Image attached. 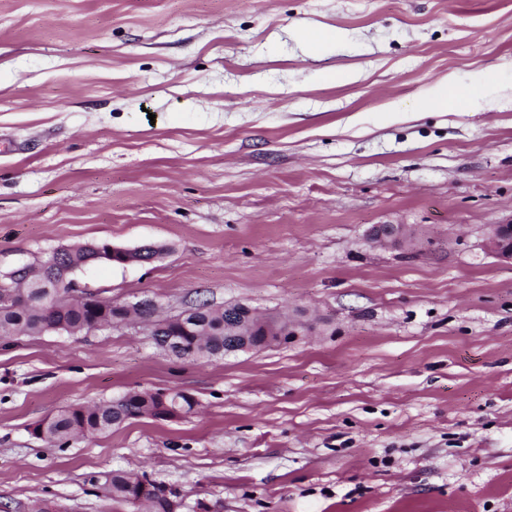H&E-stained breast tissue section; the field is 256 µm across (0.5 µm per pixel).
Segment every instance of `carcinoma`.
<instances>
[{"label": "carcinoma", "instance_id": "carcinoma-1", "mask_svg": "<svg viewBox=\"0 0 512 512\" xmlns=\"http://www.w3.org/2000/svg\"><path fill=\"white\" fill-rule=\"evenodd\" d=\"M242 309L240 305L215 307L202 303L192 307L188 325L180 316L165 319L161 335L153 337L162 349L178 348L184 359L224 358V314ZM123 316V307L112 304L110 298H89V301L69 296V289L46 288L28 281L22 288H0V340L10 341L21 336L40 335L48 331L77 334L100 320ZM271 329L261 323L253 325L250 347L268 345ZM158 404L151 391L131 390L123 396L89 405H69L33 428L36 438L50 445H64L76 436L107 433L130 419L157 414ZM106 496L125 512H139L136 502L141 497L152 500V512H171L174 495L150 480L146 475L112 470L100 477Z\"/></svg>", "mask_w": 512, "mask_h": 512}]
</instances>
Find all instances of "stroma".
<instances>
[{"mask_svg":"<svg viewBox=\"0 0 512 512\" xmlns=\"http://www.w3.org/2000/svg\"><path fill=\"white\" fill-rule=\"evenodd\" d=\"M450 77L487 84L417 112ZM377 224L417 239L373 246ZM492 224H512V0H0V273L165 244L76 280L167 316L292 323L217 360L127 324L0 341V512H112L89 478L114 469L181 512H512V262ZM157 389L194 413L63 447L30 433ZM489 247L497 257L512 260V224L490 225ZM70 247H83L87 255H94L95 260L117 262L116 265H130L135 263H150L161 259L167 254L168 248L161 244H145L134 248L114 246L110 243H84ZM119 263V264H118Z\"/></svg>","mask_w":512,"mask_h":512,"instance_id":"stroma-1","label":"stroma"}]
</instances>
